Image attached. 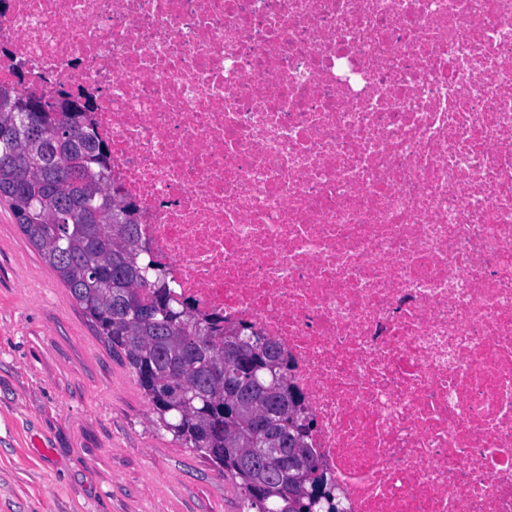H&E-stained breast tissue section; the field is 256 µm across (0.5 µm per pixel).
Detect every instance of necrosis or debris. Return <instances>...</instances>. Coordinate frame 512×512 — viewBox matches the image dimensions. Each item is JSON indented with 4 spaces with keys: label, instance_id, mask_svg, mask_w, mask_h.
Instances as JSON below:
<instances>
[{
    "label": "necrosis or debris",
    "instance_id": "necrosis-or-debris-1",
    "mask_svg": "<svg viewBox=\"0 0 512 512\" xmlns=\"http://www.w3.org/2000/svg\"><path fill=\"white\" fill-rule=\"evenodd\" d=\"M0 83L88 102L342 512H512V0H0Z\"/></svg>",
    "mask_w": 512,
    "mask_h": 512
}]
</instances>
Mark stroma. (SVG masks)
Instances as JSON below:
<instances>
[{
  "label": "stroma",
  "mask_w": 512,
  "mask_h": 512,
  "mask_svg": "<svg viewBox=\"0 0 512 512\" xmlns=\"http://www.w3.org/2000/svg\"><path fill=\"white\" fill-rule=\"evenodd\" d=\"M0 512H247L185 448L0 200Z\"/></svg>",
  "instance_id": "35a3bbf8"
}]
</instances>
